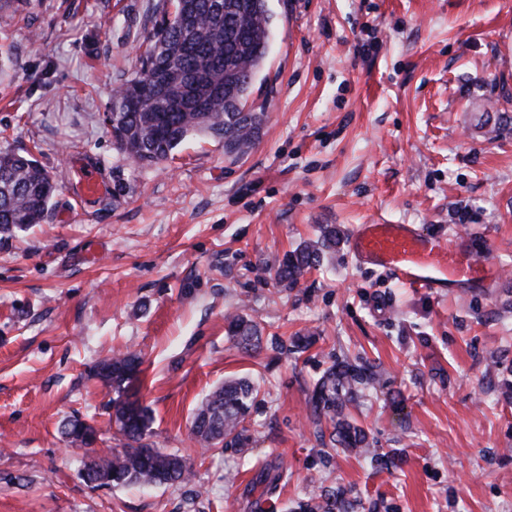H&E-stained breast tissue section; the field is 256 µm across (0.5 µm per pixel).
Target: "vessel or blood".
I'll list each match as a JSON object with an SVG mask.
<instances>
[{
    "mask_svg": "<svg viewBox=\"0 0 512 512\" xmlns=\"http://www.w3.org/2000/svg\"><path fill=\"white\" fill-rule=\"evenodd\" d=\"M348 247L359 264L383 270L408 288H476L498 276L491 261L473 253L468 235L449 244L415 224L358 225Z\"/></svg>",
    "mask_w": 512,
    "mask_h": 512,
    "instance_id": "b4317fda",
    "label": "vessel or blood"
}]
</instances>
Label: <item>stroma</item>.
Instances as JSON below:
<instances>
[{
  "label": "stroma",
  "mask_w": 512,
  "mask_h": 512,
  "mask_svg": "<svg viewBox=\"0 0 512 512\" xmlns=\"http://www.w3.org/2000/svg\"><path fill=\"white\" fill-rule=\"evenodd\" d=\"M157 0H27L0 29V148L31 150L59 190L0 244V512H512V0H268L271 38L244 157L189 136L130 164L105 115ZM370 48L356 54L358 45ZM98 172L84 198L74 170ZM471 235L499 268L441 296L358 264L357 225ZM341 243L292 287L269 269L323 225ZM262 329L245 352L225 332ZM310 337L297 349L293 337ZM144 360L152 440L190 481L85 484L60 432L78 417L118 447L98 361ZM369 368L350 411L370 455L332 446L311 406L335 362ZM259 393L243 444L202 448L193 411L225 380ZM226 333L235 344L245 350L256 349L261 344V329L243 313L225 316Z\"/></svg>",
  "instance_id": "stroma-1"
}]
</instances>
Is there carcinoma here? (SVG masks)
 <instances>
[{"instance_id":"obj_1","label":"carcinoma","mask_w":512,"mask_h":512,"mask_svg":"<svg viewBox=\"0 0 512 512\" xmlns=\"http://www.w3.org/2000/svg\"><path fill=\"white\" fill-rule=\"evenodd\" d=\"M175 21L168 30H152L140 55V67L114 90L112 122L121 130L117 149L136 164L152 165L198 132L221 142L224 154L246 155L259 140L265 113L240 112L264 60L270 39L266 0H176ZM148 86L140 104L131 93ZM58 191L49 173L30 155L0 149V241L44 221ZM341 241L336 225L321 230L320 239L304 242L284 254L271 269L275 280L295 285L321 266L325 251ZM226 333L245 350L261 344V329L243 313L225 316ZM142 361L134 352L116 354L95 367V376L113 396L107 404L111 420L124 440L119 451L84 455L82 477L92 488L154 486L191 478L190 458L168 453L145 442L152 417L138 397ZM370 376L349 364L330 366L317 381L314 412L334 422L335 436L345 448L370 453L363 430L342 413L340 394L366 385ZM257 395L246 379L230 380L197 407L191 434L197 442L218 445L241 441L244 422ZM70 447L91 448L97 428L78 418L62 427Z\"/></svg>"}]
</instances>
